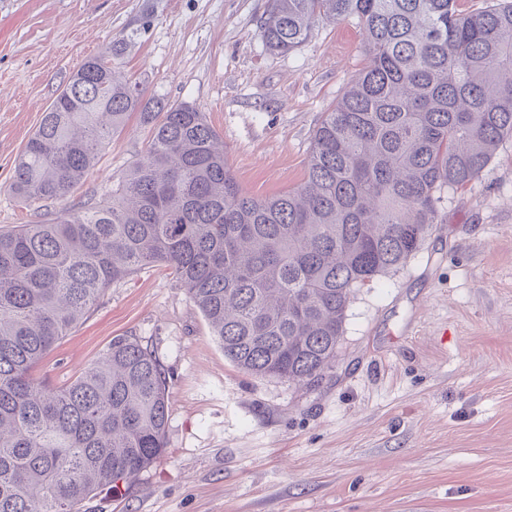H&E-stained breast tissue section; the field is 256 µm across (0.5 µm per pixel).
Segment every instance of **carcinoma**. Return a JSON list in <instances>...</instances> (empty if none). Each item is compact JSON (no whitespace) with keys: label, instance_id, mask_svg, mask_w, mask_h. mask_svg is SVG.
I'll return each instance as SVG.
<instances>
[{"label":"carcinoma","instance_id":"obj_1","mask_svg":"<svg viewBox=\"0 0 512 512\" xmlns=\"http://www.w3.org/2000/svg\"><path fill=\"white\" fill-rule=\"evenodd\" d=\"M269 0L266 48L290 53L355 17L368 65L315 130L305 182L247 192L204 113L118 71L127 39L86 59L14 166L22 201L67 202L129 114L146 152L112 193L0 231V512H81L168 446L165 371L112 341L69 386L32 371L112 285L156 263L239 370L312 386L337 358L352 289L394 272L512 138V0Z\"/></svg>","mask_w":512,"mask_h":512}]
</instances>
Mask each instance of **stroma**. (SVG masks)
I'll return each instance as SVG.
<instances>
[{
    "instance_id": "stroma-1",
    "label": "stroma",
    "mask_w": 512,
    "mask_h": 512,
    "mask_svg": "<svg viewBox=\"0 0 512 512\" xmlns=\"http://www.w3.org/2000/svg\"><path fill=\"white\" fill-rule=\"evenodd\" d=\"M268 0H0V229L43 111L91 52L131 38L127 77L198 107L253 196L300 185L324 112L365 67L358 19L265 49ZM149 135L130 116L72 199L104 197ZM398 272L354 289L335 367L307 388L225 360L166 267L114 284L34 371L60 388L121 336L166 371L165 453L82 512H512V138Z\"/></svg>"
}]
</instances>
